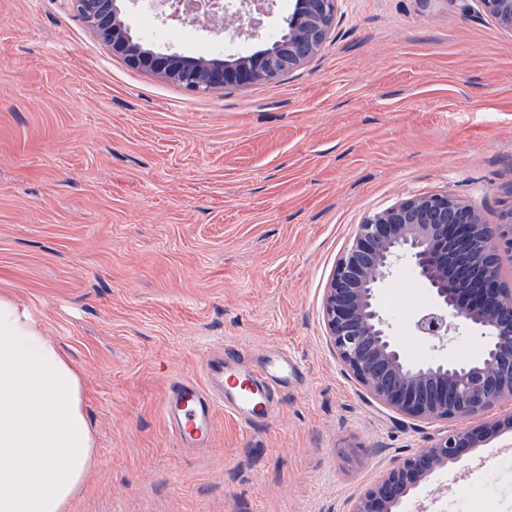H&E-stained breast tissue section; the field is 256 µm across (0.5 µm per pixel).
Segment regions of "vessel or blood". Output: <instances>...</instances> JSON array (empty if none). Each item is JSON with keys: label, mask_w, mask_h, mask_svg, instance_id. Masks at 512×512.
Instances as JSON below:
<instances>
[{"label": "vessel or blood", "mask_w": 512, "mask_h": 512, "mask_svg": "<svg viewBox=\"0 0 512 512\" xmlns=\"http://www.w3.org/2000/svg\"><path fill=\"white\" fill-rule=\"evenodd\" d=\"M246 353L229 344L209 352L202 375L174 382L162 406L165 426L178 446L210 447L217 411L248 428L269 423L275 399L298 371L297 362L278 351L245 366Z\"/></svg>", "instance_id": "b4317fda"}]
</instances>
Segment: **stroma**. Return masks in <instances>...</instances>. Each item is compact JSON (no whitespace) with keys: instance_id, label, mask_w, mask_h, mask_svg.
<instances>
[{"instance_id":"1","label":"stroma","mask_w":512,"mask_h":512,"mask_svg":"<svg viewBox=\"0 0 512 512\" xmlns=\"http://www.w3.org/2000/svg\"><path fill=\"white\" fill-rule=\"evenodd\" d=\"M127 21L211 59L277 36ZM450 194L486 223L512 205V33L478 0H340L320 52L278 82L191 92L113 55L71 0H0V294L79 374L94 461L68 512H349L395 458L457 428L394 412L346 374L323 300L369 213ZM431 299L400 262L378 304L407 358L479 359L480 333L412 337ZM287 348L300 378L250 430L217 412L212 447L167 432L170 383L207 350ZM512 430L467 450L399 512H512Z\"/></svg>"}]
</instances>
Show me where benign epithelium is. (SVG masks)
Masks as SVG:
<instances>
[{
    "label": "benign epithelium",
    "mask_w": 512,
    "mask_h": 512,
    "mask_svg": "<svg viewBox=\"0 0 512 512\" xmlns=\"http://www.w3.org/2000/svg\"><path fill=\"white\" fill-rule=\"evenodd\" d=\"M124 0H73L86 23L136 69L196 92L274 82L306 64L320 50L335 21L339 0H294L285 27L266 48L248 56L213 60L151 49L131 34ZM197 0L190 22L240 34L249 27L248 5ZM497 25L512 32V0H478ZM512 254V207L488 224L470 202L448 194L415 195L367 215L336 264L326 290L323 315L330 343L345 371L381 404L398 414L431 421L465 419L512 400V312L503 307L499 265L489 256ZM408 259L431 290L432 300L414 318L412 335L444 344L464 326L491 332L482 357L472 361L411 363L377 304L376 290L396 264ZM499 427L450 431L417 454L397 458L381 480L354 501L350 512H393L412 488Z\"/></svg>",
    "instance_id": "obj_1"
}]
</instances>
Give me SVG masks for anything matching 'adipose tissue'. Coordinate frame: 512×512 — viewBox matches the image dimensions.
Listing matches in <instances>:
<instances>
[{"mask_svg": "<svg viewBox=\"0 0 512 512\" xmlns=\"http://www.w3.org/2000/svg\"><path fill=\"white\" fill-rule=\"evenodd\" d=\"M93 458L76 371L0 296V512H67Z\"/></svg>", "mask_w": 512, "mask_h": 512, "instance_id": "1", "label": "adipose tissue"}]
</instances>
